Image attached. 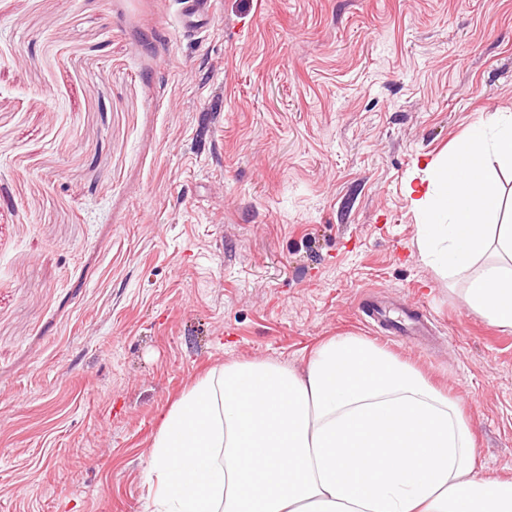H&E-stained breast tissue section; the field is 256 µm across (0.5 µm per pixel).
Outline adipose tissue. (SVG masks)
I'll list each match as a JSON object with an SVG mask.
<instances>
[{"label": "adipose tissue", "instance_id": "1", "mask_svg": "<svg viewBox=\"0 0 512 512\" xmlns=\"http://www.w3.org/2000/svg\"><path fill=\"white\" fill-rule=\"evenodd\" d=\"M512 113L473 126L410 189L419 246L465 275L469 311L512 331ZM154 512H512V481L476 479L460 406L415 367L354 335L303 373L277 361L213 370L153 441Z\"/></svg>", "mask_w": 512, "mask_h": 512}]
</instances>
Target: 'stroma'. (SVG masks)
<instances>
[{
  "mask_svg": "<svg viewBox=\"0 0 512 512\" xmlns=\"http://www.w3.org/2000/svg\"><path fill=\"white\" fill-rule=\"evenodd\" d=\"M0 0V512H152L198 378L364 337L512 478V332L418 247L408 190L512 113V0ZM417 306L386 338L365 297ZM212 0H188V6L180 15V25L183 30L188 31L197 26L199 16L209 17L212 14ZM363 313L380 326L386 336H430V320L419 308H407L405 316L410 322L404 324L393 320L378 305H367Z\"/></svg>",
  "mask_w": 512,
  "mask_h": 512,
  "instance_id": "35a3bbf8",
  "label": "stroma"
}]
</instances>
